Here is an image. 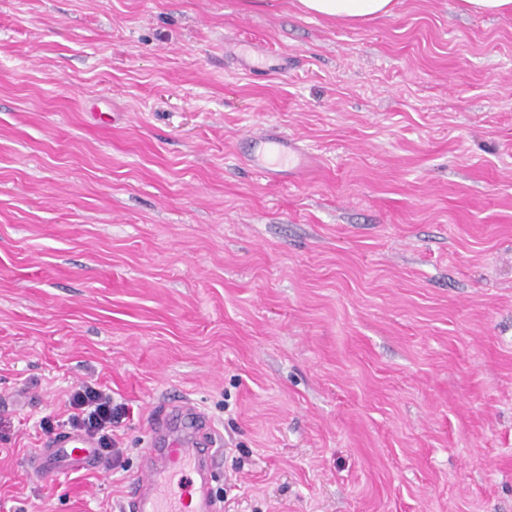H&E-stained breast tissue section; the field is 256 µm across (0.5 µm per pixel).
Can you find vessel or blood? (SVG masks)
Masks as SVG:
<instances>
[{
  "label": "vessel or blood",
  "instance_id": "obj_1",
  "mask_svg": "<svg viewBox=\"0 0 512 512\" xmlns=\"http://www.w3.org/2000/svg\"><path fill=\"white\" fill-rule=\"evenodd\" d=\"M204 416L189 407L174 405L165 409L151 425L154 440L150 455L158 466L143 467L122 504V512H215V503L201 475L206 465L216 464L223 455L222 437H194L191 431L203 424ZM92 439L67 431L52 436L43 448L28 459L29 471L41 477L68 470L95 469L101 462L93 452ZM192 468L180 490L166 489L165 483L178 469Z\"/></svg>",
  "mask_w": 512,
  "mask_h": 512
}]
</instances>
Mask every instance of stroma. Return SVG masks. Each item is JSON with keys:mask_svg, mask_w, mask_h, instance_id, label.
<instances>
[{"mask_svg": "<svg viewBox=\"0 0 512 512\" xmlns=\"http://www.w3.org/2000/svg\"><path fill=\"white\" fill-rule=\"evenodd\" d=\"M81 383L120 464L33 477ZM185 401L221 512H512L511 14L0 0V512H120Z\"/></svg>", "mask_w": 512, "mask_h": 512, "instance_id": "1", "label": "stroma"}]
</instances>
